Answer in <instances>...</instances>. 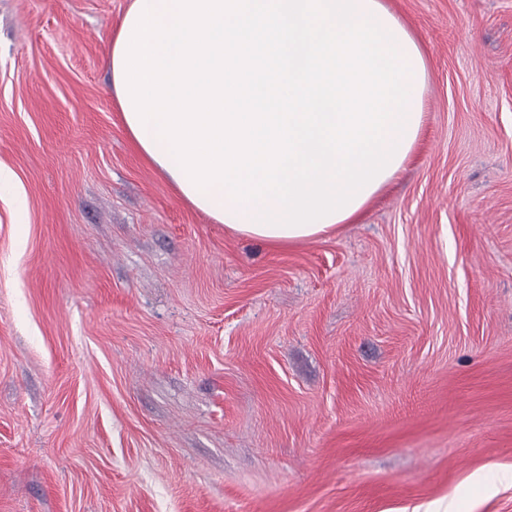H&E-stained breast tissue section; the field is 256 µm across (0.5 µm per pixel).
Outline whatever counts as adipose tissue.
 <instances>
[{"label":"adipose tissue","mask_w":512,"mask_h":512,"mask_svg":"<svg viewBox=\"0 0 512 512\" xmlns=\"http://www.w3.org/2000/svg\"><path fill=\"white\" fill-rule=\"evenodd\" d=\"M358 11L365 12L371 8H380V0H353ZM381 10V25L385 28L393 29L401 38L397 46L398 55L404 56L412 65L413 74L402 76L401 85L410 93L409 101L406 103V110L411 111L414 128H421L423 114L420 110V100L423 96L425 87L424 71L426 69L423 54L413 36L410 34L406 25L389 9ZM207 205L203 212L214 222L219 223L231 231L243 235H249L250 238H257V231L252 230L250 217L257 214L259 209L270 208L274 213H281L283 206L274 198H259L258 202H232L227 196V188L222 183H215L211 186L209 194L206 196Z\"/></svg>","instance_id":"obj_1"}]
</instances>
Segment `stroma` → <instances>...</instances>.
<instances>
[{"instance_id":"1","label":"stroma","mask_w":512,"mask_h":512,"mask_svg":"<svg viewBox=\"0 0 512 512\" xmlns=\"http://www.w3.org/2000/svg\"><path fill=\"white\" fill-rule=\"evenodd\" d=\"M383 2L415 156L277 246L135 147L129 0H0V512H512V0ZM129 1V6L124 12L118 28L112 34L108 59L112 90L114 91L118 111L121 112L122 123L139 151L176 187L179 194L194 208L207 215L217 224H224L225 227L237 234L260 241L289 243L326 236L335 232L340 224L357 223L366 206L378 193L387 187L413 155L423 122V112H421L420 109V100L425 87L426 69L423 54L406 25L393 12L386 8L380 0H353V4H357V12H352V16H350L349 12V20H353V16H361V12H365V16H369V8H377L379 4H381V7H384L382 9L381 7L377 8V12H381V16H377V12H373V16H377V20H381V32H385V28H393V32H397V40H400L401 36V44H393V40H389V44H393V48L397 47V56H405V59L393 60V64H397V67H401V64H405V60H408V63L412 64L413 71H417L416 79L415 76L409 75V71H405V75L401 76V87H404L405 91H409L410 93L413 91V88H416V91H413L411 95H405V99H409V103H405V111H413V115H405V119H413V127H409V123H405V119H401L402 113L401 115H397V103H389V107H393L392 115H390L389 107H385V103H380L381 107H385V111H389V119H385V131H389V123H397V119H401V123H405V131H413L412 139H410L409 143H405V135H401V131H389V135H385V131H381V135H385V143H381L382 155H384V151H389V147H393V143H389V139H394V143H396L397 135H401V139H397V143H405V151H401L400 163L397 164V167H393L395 169L399 166V168L396 171L389 170V174L385 176L386 179H381V184L377 182L380 185L373 187L374 192H372V190L369 191V186H366L365 191H369L371 194H365V198L367 195L369 196L366 199L362 198V200L365 199L364 203H358L360 207H358V209H356L357 206L354 207L356 211L351 215L349 214L354 209L349 210V214L344 216L349 215L348 218L340 222L336 221L343 218L333 219V222H336L334 224L333 222H325L327 223L325 225L331 224L327 227L322 226V223L318 222L317 226H306L305 230H290V235H286V230H270V226H266L265 222H262V228L266 226V229L259 233L267 234V236L259 235L257 230H250V226H252L250 218H254V214H258V207H262V210H266V207H270V210H273L274 214H281L282 218H290V214H282V210H286V206H282V202H278V198H266V195H262V198H258V206H254V199L249 198V202H247L246 198L245 202V198H243L242 206H238V202H232V198H227V191H230L231 187L223 186L222 182H214V186H206V191H210V194H198L199 199H206V202L210 203V206L203 207L202 202L195 199V190H191V186H187V182H183V170L175 171V175H178L179 180L173 178V176H175L174 174L173 176L171 175V169L167 166V163H171V167L179 166V163L175 162V159L171 158L170 154H167V147H171V143H167V139H162V143H159V139H155V151L149 150V152L161 162L162 167L137 139L138 137H136L134 132L139 135V131H132L135 127L131 129V125H129L126 119L127 116H125L124 113H127V111H123L121 101H119L115 85L114 53L123 24L127 23V21L125 23L126 16L134 3L137 2V0ZM128 16V20H130L131 11ZM365 16H361V20H353V24H361L362 20H365ZM373 16L372 20H370L369 16V24H377V20H373ZM385 36H389V32H385ZM389 44L386 43V40H381V44H377V47L389 48ZM385 111H381V115H385ZM405 111H403V113H405ZM393 115H397V119H393ZM247 214H250V218H246ZM274 214H270V218H274ZM258 218H266V214H258ZM282 218H274V222H282ZM282 226H286V222H282ZM247 230H250V232Z\"/></svg>"}]
</instances>
